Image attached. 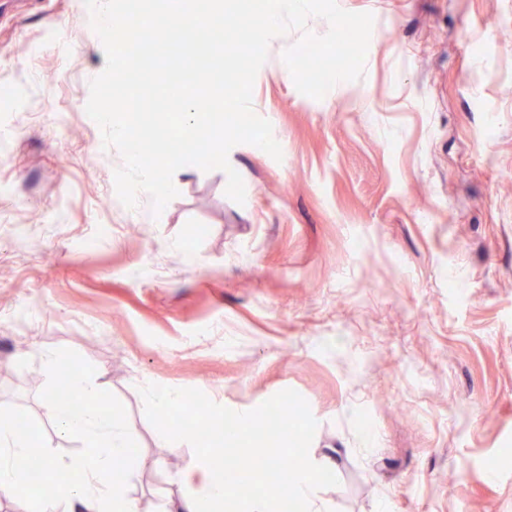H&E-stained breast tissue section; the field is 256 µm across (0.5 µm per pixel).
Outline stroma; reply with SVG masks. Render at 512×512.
<instances>
[{
	"instance_id": "obj_1",
	"label": "stroma",
	"mask_w": 512,
	"mask_h": 512,
	"mask_svg": "<svg viewBox=\"0 0 512 512\" xmlns=\"http://www.w3.org/2000/svg\"><path fill=\"white\" fill-rule=\"evenodd\" d=\"M374 22L361 79L301 94L274 37L252 109L282 149L189 165L160 214L115 197L87 115L105 68L85 0H0V406L61 434L42 356L68 348L124 405L126 493L169 512L192 446L158 441L140 387L232 410L281 390L317 422L327 512H512V0H337Z\"/></svg>"
}]
</instances>
